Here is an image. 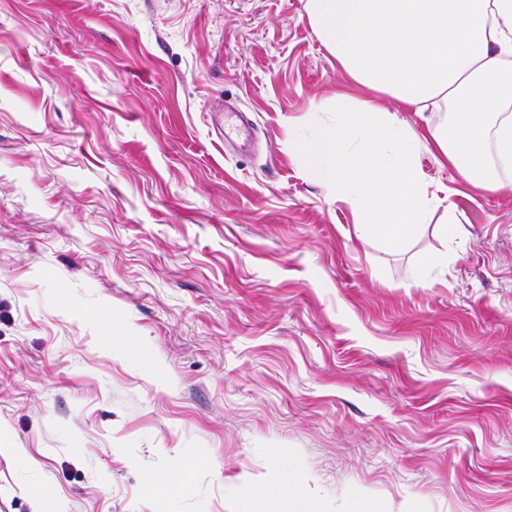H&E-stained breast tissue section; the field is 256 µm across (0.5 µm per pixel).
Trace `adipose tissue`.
I'll list each match as a JSON object with an SVG mask.
<instances>
[{"label":"adipose tissue","mask_w":512,"mask_h":512,"mask_svg":"<svg viewBox=\"0 0 512 512\" xmlns=\"http://www.w3.org/2000/svg\"><path fill=\"white\" fill-rule=\"evenodd\" d=\"M321 44L355 81L417 111L446 110L427 136L346 96L314 104L330 125L296 146L369 238L426 228L440 201L416 156L433 148L466 182L512 188V0H306Z\"/></svg>","instance_id":"1"}]
</instances>
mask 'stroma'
I'll list each match as a JSON object with an SVG mask.
<instances>
[{
	"label": "stroma",
	"mask_w": 512,
	"mask_h": 512,
	"mask_svg": "<svg viewBox=\"0 0 512 512\" xmlns=\"http://www.w3.org/2000/svg\"><path fill=\"white\" fill-rule=\"evenodd\" d=\"M338 94L447 119L353 81L305 0H0V512L286 481L303 512H512V189L423 150L446 209L364 238L294 144ZM183 470L182 464L178 460H173L166 466L155 471L150 478L149 484L152 489H167L173 487L178 475Z\"/></svg>",
	"instance_id": "stroma-1"
}]
</instances>
